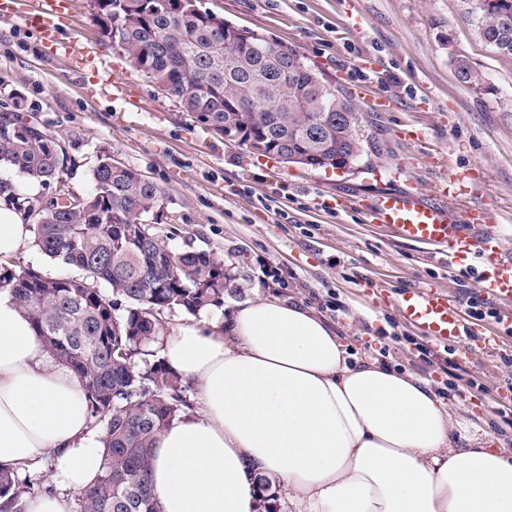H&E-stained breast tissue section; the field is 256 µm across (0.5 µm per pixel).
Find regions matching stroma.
Wrapping results in <instances>:
<instances>
[{
	"mask_svg": "<svg viewBox=\"0 0 512 512\" xmlns=\"http://www.w3.org/2000/svg\"><path fill=\"white\" fill-rule=\"evenodd\" d=\"M237 26L273 36L304 55L325 80L356 92L367 85L391 99L384 112L359 104L365 155L349 172L291 166L253 154L204 130L136 70L105 47L90 0H71L77 32L99 48L84 74L41 51L37 36L0 19V112L21 110L54 136L68 160L63 180L86 193L101 149L141 173L164 195L169 244L213 253L239 290L225 306L275 293L313 307L359 355L380 358L444 388L451 361L465 379L449 400L464 430L480 427L512 451V428L496 414L512 392V334L491 323L495 346L467 357L406 325L394 302L402 289L432 284L462 307L480 299L470 271L433 248L398 241L368 223L366 201L382 191L420 189L433 199L441 178L428 154L448 153L477 183L454 210L497 211L503 253L512 259V56L479 33L477 0H201ZM465 56L484 87L461 82L453 59ZM122 76L129 101L87 96L82 76ZM418 127L419 142L400 138ZM421 156L420 164L405 160ZM281 283L262 279L260 262ZM386 293H376V286Z\"/></svg>",
	"mask_w": 512,
	"mask_h": 512,
	"instance_id": "35a3bbf8",
	"label": "stroma"
}]
</instances>
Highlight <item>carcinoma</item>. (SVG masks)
<instances>
[{
  "label": "carcinoma",
  "mask_w": 512,
  "mask_h": 512,
  "mask_svg": "<svg viewBox=\"0 0 512 512\" xmlns=\"http://www.w3.org/2000/svg\"><path fill=\"white\" fill-rule=\"evenodd\" d=\"M481 28L493 48L512 56V0H479ZM93 17L108 41L118 39L134 67L191 116L206 115L214 135L238 128L241 145L259 139L273 153L304 157L324 169L338 156L357 164L364 152L355 104L319 77L307 59L271 36H240L224 17L192 0H93ZM460 81L480 87L468 59L455 62ZM32 181L63 183L65 159L55 139L21 113H0V166ZM0 198L22 211L35 246L79 271L45 276L0 258V288L15 298L59 364L81 381L90 427L104 445L95 482L70 493L74 512H158L148 469L158 435L193 408L182 379L150 345L165 330L163 314L196 317L224 306L235 291L224 262L205 251L170 249L160 222L162 191L135 169L100 151L91 189L68 204L54 196L34 204L0 178ZM110 288L108 299L100 285ZM43 470H0V512H27L43 489ZM260 509L276 512L277 492L259 478Z\"/></svg>",
  "instance_id": "carcinoma-1"
}]
</instances>
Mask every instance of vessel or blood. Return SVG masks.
<instances>
[{"label": "vessel or blood", "instance_id": "vessel-or-blood-1", "mask_svg": "<svg viewBox=\"0 0 512 512\" xmlns=\"http://www.w3.org/2000/svg\"><path fill=\"white\" fill-rule=\"evenodd\" d=\"M66 0H0V15L12 17L23 28L36 33L44 55L68 60L83 67L85 54L77 37L64 34ZM370 223L383 225L399 240L437 247L449 262L459 264L469 257L481 261L477 285L498 305L512 308V261L504 260L498 216L489 207L469 212L466 223H458L446 204L423 202L416 193H383L367 212ZM403 321L421 335L443 345L460 346L492 335L463 310L458 299L439 287L427 285L405 290L396 299Z\"/></svg>", "mask_w": 512, "mask_h": 512}]
</instances>
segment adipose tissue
I'll use <instances>...</instances> for the list:
<instances>
[{
	"label": "adipose tissue",
	"instance_id": "1",
	"mask_svg": "<svg viewBox=\"0 0 512 512\" xmlns=\"http://www.w3.org/2000/svg\"><path fill=\"white\" fill-rule=\"evenodd\" d=\"M159 355L197 407L158 437L160 512H257L256 478L293 512H512V454L456 435L429 379L358 358L312 308L258 296L168 327ZM49 464L31 512H71L103 465L79 379L0 293V468Z\"/></svg>",
	"mask_w": 512,
	"mask_h": 512
}]
</instances>
